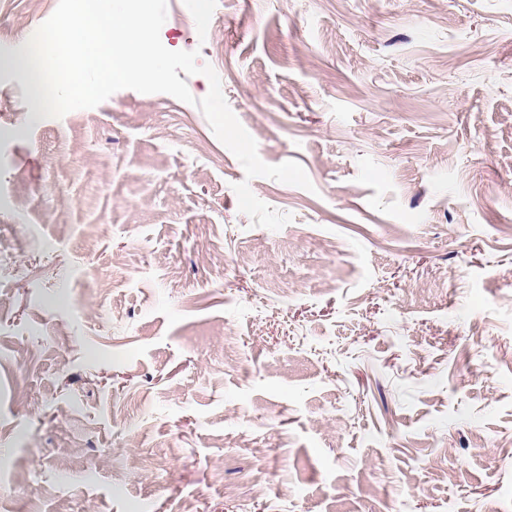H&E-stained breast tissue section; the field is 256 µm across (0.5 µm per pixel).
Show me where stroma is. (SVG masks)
Returning <instances> with one entry per match:
<instances>
[{
  "label": "stroma",
  "mask_w": 512,
  "mask_h": 512,
  "mask_svg": "<svg viewBox=\"0 0 512 512\" xmlns=\"http://www.w3.org/2000/svg\"><path fill=\"white\" fill-rule=\"evenodd\" d=\"M57 5L0 0V60ZM160 39L313 188L0 71V512H512V0H167Z\"/></svg>",
  "instance_id": "obj_1"
}]
</instances>
